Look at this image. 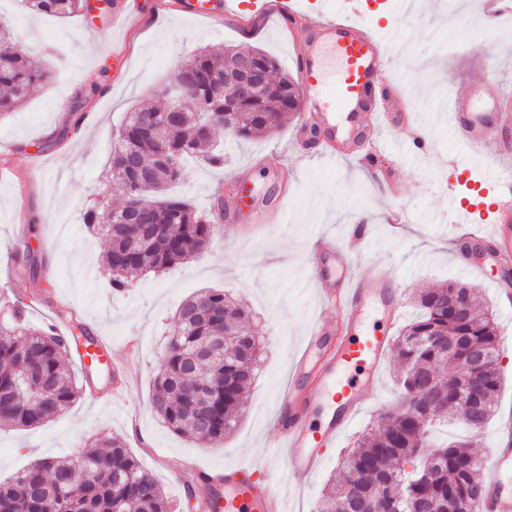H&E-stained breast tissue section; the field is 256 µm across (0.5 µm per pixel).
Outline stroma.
<instances>
[{
    "instance_id": "stroma-1",
    "label": "stroma",
    "mask_w": 512,
    "mask_h": 512,
    "mask_svg": "<svg viewBox=\"0 0 512 512\" xmlns=\"http://www.w3.org/2000/svg\"><path fill=\"white\" fill-rule=\"evenodd\" d=\"M418 2L419 9L409 12L402 0H367L357 20L377 31L400 25L408 50L401 55L389 49V65L407 80L422 136L433 152L448 155L460 149L450 133L449 107L457 95L473 93L481 111L487 104L482 86L489 79L512 94V47L491 37L495 30H512V14L497 15L489 0ZM139 9L142 22L130 28L90 15L61 21L30 11L25 0H0V20L51 74L19 110L0 118V160L7 162L0 173V300L27 304L35 326L53 323L58 308H74L89 329L108 338L117 362L136 381L124 401L93 400L86 383L102 388L108 376L100 369L82 371L74 356H66L83 387L81 396L40 427L0 430V481L34 460L73 457L118 437L162 486L171 512H199L184 485L194 483L200 467L261 470L294 358L314 323L335 316L314 294L308 248L316 235L344 244L350 226L367 225L349 272L360 276L378 265L400 296L403 317L413 314L419 290L460 282L497 323L512 320V308L499 302L489 280L457 265L454 238L461 227L452 221L445 194L450 188L469 196L472 181L491 191L496 147L484 148L464 184L455 170L439 173L429 158L395 151L396 135L384 129L368 160H325L313 145L287 148L289 121L262 138H225L223 168L189 162L176 194L206 210L227 176L246 169L253 192L274 197L288 187L277 223L255 227L249 215H241L238 222L221 224L209 247L188 263L145 274L126 292L112 291L103 246L82 224L81 212L102 180L126 114L154 104L176 68L202 49L259 48L295 73L292 43L308 34L300 24L285 32L276 16L261 20L247 37L233 22L185 16L157 0H139ZM40 157L49 170L35 181L30 171ZM399 210L410 213L411 223H391ZM23 238L37 260L33 277L15 273L12 255ZM205 288L224 289L249 312L260 344V369L244 394L242 416L220 444L174 434L149 408L174 315ZM498 366L503 383L493 418L472 439L474 453L484 458L499 423L512 418V347L504 342ZM392 370L391 358H384L350 436L328 448L311 482L289 490L295 512H316L351 436L397 403Z\"/></svg>"
}]
</instances>
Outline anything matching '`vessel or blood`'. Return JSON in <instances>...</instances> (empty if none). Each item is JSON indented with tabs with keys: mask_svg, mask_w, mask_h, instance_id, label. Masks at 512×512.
<instances>
[{
	"mask_svg": "<svg viewBox=\"0 0 512 512\" xmlns=\"http://www.w3.org/2000/svg\"><path fill=\"white\" fill-rule=\"evenodd\" d=\"M173 10L190 16L234 19L238 25L249 26L254 16L291 12V0H173ZM363 7V0H339L334 17L313 22V39L297 46V78L299 110L295 131L304 134L309 127L323 130L324 149L332 157H341L336 148V126L330 113L346 116L347 131L342 138L357 139L366 123L378 119L382 125L395 129L406 124L408 113L392 112L377 107L365 97L369 86L387 68L385 38L363 29L355 20ZM331 42L339 71L327 76L318 64L320 43ZM491 107L485 112L471 108L467 96L455 98L451 112L453 135L471 154H478L489 141H497V187L493 195L476 192L473 198L449 196V208L457 223L471 225L464 238L472 245L491 239L493 257L512 258V140L506 133L512 129V113L507 99L500 92L490 97ZM241 174L229 180L224 200V219L236 221L242 206H249L257 223H274L279 203L258 196L242 199L238 184ZM491 221L492 231L483 234V221ZM317 264L334 273L344 283L343 288L332 289L326 278H317L316 284L324 305H336L340 316L315 327L305 347L298 353L292 383L287 394L277 404L276 450L270 451L263 481L252 478L250 467L225 469L223 475L201 471L202 479L211 488L204 499L205 512H287L282 490L287 484H299L313 475L325 456L327 448L348 429L364 404L365 382L353 370L365 367L369 376H376L391 342L389 329L380 332L362 328L365 308L372 303L387 308L397 315L400 303L379 269H371L362 277L348 276L350 253L329 236H322L313 246ZM74 355L80 365L94 362L104 364L108 373L122 375L112 359V346L101 336L78 345ZM123 377L121 388L114 390L113 400H122L132 385L131 376ZM332 406L333 414L319 426L312 425L311 414L324 406ZM512 462V424L500 427L492 459L486 466L487 492L477 506V512H512V492L504 491L501 468Z\"/></svg>",
	"mask_w": 512,
	"mask_h": 512,
	"instance_id": "b4317fda",
	"label": "vessel or blood"
}]
</instances>
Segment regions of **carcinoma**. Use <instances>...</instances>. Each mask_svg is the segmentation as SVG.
Wrapping results in <instances>:
<instances>
[{
    "instance_id": "obj_1",
    "label": "carcinoma",
    "mask_w": 512,
    "mask_h": 512,
    "mask_svg": "<svg viewBox=\"0 0 512 512\" xmlns=\"http://www.w3.org/2000/svg\"><path fill=\"white\" fill-rule=\"evenodd\" d=\"M39 14L67 18L94 9L88 0H27ZM239 54L199 51L179 67L181 82L193 102L189 112L175 111V102L162 100L128 113L108 164L112 182L123 186L127 199L151 204L152 223L127 224V208L113 209L97 200L85 208L83 224L100 237L106 272L113 289L131 287L143 271L163 272L205 250L217 227L183 196L172 192L182 180L184 162L192 157L209 166L224 165V153L214 147L215 126L225 123L231 135L247 139L279 129L289 112L297 111L296 79L282 71L260 49L247 51L267 84L255 96L237 102L224 88V66ZM48 78L0 22V117L20 108L30 91ZM121 225L112 235V225ZM466 304L459 316L448 315V296ZM416 316L394 341L393 381L399 401L347 449L338 475L322 497L317 512H336L340 501L349 512H474L485 491L478 477L480 460L469 442L431 445V428L450 418L469 429L482 430L493 415V402L502 378L496 362L498 324L476 303L470 289L457 282L419 292ZM75 343L88 335L81 316L62 309ZM231 336L224 360L195 356L210 336ZM460 340L448 351V339ZM68 344L52 327H31L16 308L0 318V426L38 427L67 409L80 390L65 367ZM487 357L474 369L472 351ZM259 347L248 313L235 306L222 289L208 288L178 309L164 346L150 400L152 411L173 432L209 443H220L237 426L244 392L254 378ZM482 391L466 399L472 376ZM224 386L208 405V421L197 413L195 386L201 380ZM91 477H85V472ZM170 512L162 487L144 472L118 438L105 450H92L66 459H39L13 480L0 483V512Z\"/></svg>"
}]
</instances>
